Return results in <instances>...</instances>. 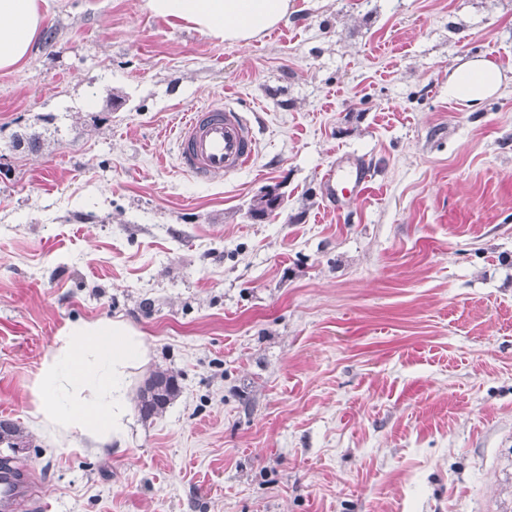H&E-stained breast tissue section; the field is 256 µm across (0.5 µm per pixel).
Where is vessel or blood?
<instances>
[{
	"instance_id": "b4317fda",
	"label": "vessel or blood",
	"mask_w": 512,
	"mask_h": 512,
	"mask_svg": "<svg viewBox=\"0 0 512 512\" xmlns=\"http://www.w3.org/2000/svg\"><path fill=\"white\" fill-rule=\"evenodd\" d=\"M176 142L179 167L201 181L250 166L257 152L250 121L243 112L224 104L186 113ZM370 179L367 168L344 158L323 177L326 194L336 204L359 196Z\"/></svg>"
}]
</instances>
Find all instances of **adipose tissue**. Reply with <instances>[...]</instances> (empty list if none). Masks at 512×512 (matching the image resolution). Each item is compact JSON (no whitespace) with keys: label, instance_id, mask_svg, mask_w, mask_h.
Here are the masks:
<instances>
[{"label":"adipose tissue","instance_id":"1","mask_svg":"<svg viewBox=\"0 0 512 512\" xmlns=\"http://www.w3.org/2000/svg\"><path fill=\"white\" fill-rule=\"evenodd\" d=\"M151 15L189 25L231 43L259 38L287 18L293 0H144ZM46 18V0H0V71L23 64ZM503 76L485 58H472L448 77V95L478 105ZM143 335L114 320L78 321L57 336L37 376L35 417L56 436L77 434L88 446L124 443L130 421L128 377L146 361Z\"/></svg>","mask_w":512,"mask_h":512}]
</instances>
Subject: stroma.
I'll return each mask as SVG.
<instances>
[{
	"label": "stroma",
	"mask_w": 512,
	"mask_h": 512,
	"mask_svg": "<svg viewBox=\"0 0 512 512\" xmlns=\"http://www.w3.org/2000/svg\"><path fill=\"white\" fill-rule=\"evenodd\" d=\"M47 13L55 40L0 71L12 512H512V0H294L247 47L143 0ZM473 57L505 76L476 109L448 96ZM221 103L259 154L201 182L175 132ZM342 157L372 179L336 210ZM97 319L150 350L129 400L156 368L181 389L100 451L34 416L56 336ZM1 423L2 422H0V445L4 444L5 448H8L12 455L0 457V470L13 472L21 476L23 473L17 466H15L14 462H19L21 459L19 457V453L28 448L26 435L22 428L14 422L6 421V426L3 430L1 429ZM11 463L14 465H11Z\"/></svg>",
	"instance_id": "1"
}]
</instances>
